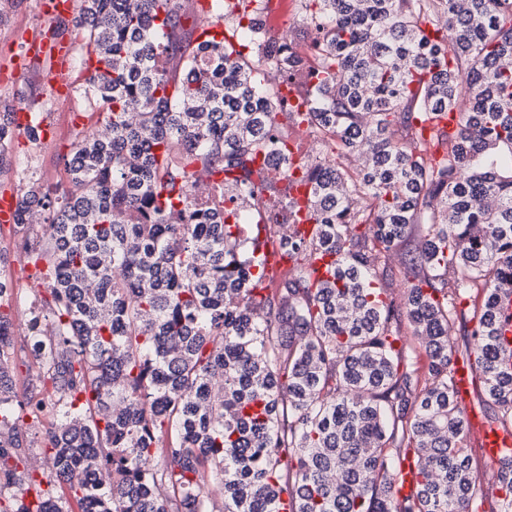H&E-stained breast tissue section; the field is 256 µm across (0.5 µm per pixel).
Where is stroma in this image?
<instances>
[{
  "instance_id": "obj_1",
  "label": "stroma",
  "mask_w": 512,
  "mask_h": 512,
  "mask_svg": "<svg viewBox=\"0 0 512 512\" xmlns=\"http://www.w3.org/2000/svg\"><path fill=\"white\" fill-rule=\"evenodd\" d=\"M4 18L0 19V73H12L15 46L12 42L15 31L38 32L53 29L69 39L75 48L71 58V91L59 96L45 87L41 73L35 63H28L24 76L17 81L0 83V102L26 106L41 113L47 120L49 133L40 143L34 144L27 137L15 135L12 144L13 178L0 177V193L15 190L17 185L38 184L46 190L67 187L64 159L73 144L85 134L87 125L97 124L103 106L86 97L78 76L83 71V59L88 46L82 32L75 29L71 19L48 20L39 8V0H6Z\"/></svg>"
}]
</instances>
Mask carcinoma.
I'll list each match as a JSON object with an SVG mask.
<instances>
[{"instance_id": "cac0c4a2", "label": "carcinoma", "mask_w": 512, "mask_h": 512, "mask_svg": "<svg viewBox=\"0 0 512 512\" xmlns=\"http://www.w3.org/2000/svg\"><path fill=\"white\" fill-rule=\"evenodd\" d=\"M299 2L309 60L266 38L262 0H224L239 40L189 55L177 0H82L75 26L98 63L85 93L105 113L66 158L71 188L29 186L15 224L44 226L24 249L48 291L28 330L50 404L36 386L17 394L0 275V512H70L69 494L81 512H209V478L224 512L482 506L453 368L470 363L490 421L512 426L497 338L512 296V0ZM298 74L304 111L279 93ZM12 115L0 106V170ZM216 193L232 207H189ZM273 207L288 223L248 234ZM416 224L398 302L387 264ZM47 405L48 475L21 434ZM498 489L512 508V461Z\"/></svg>"}]
</instances>
